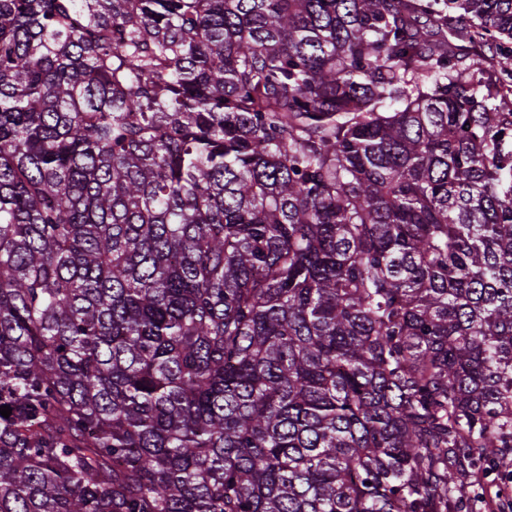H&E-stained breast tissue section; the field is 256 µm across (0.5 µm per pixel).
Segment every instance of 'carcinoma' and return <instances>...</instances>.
Returning <instances> with one entry per match:
<instances>
[{
    "instance_id": "obj_1",
    "label": "carcinoma",
    "mask_w": 512,
    "mask_h": 512,
    "mask_svg": "<svg viewBox=\"0 0 512 512\" xmlns=\"http://www.w3.org/2000/svg\"><path fill=\"white\" fill-rule=\"evenodd\" d=\"M0 512H473L512 471V0H0Z\"/></svg>"
}]
</instances>
